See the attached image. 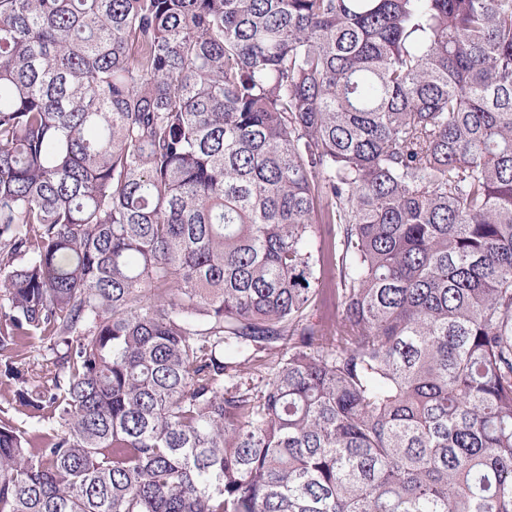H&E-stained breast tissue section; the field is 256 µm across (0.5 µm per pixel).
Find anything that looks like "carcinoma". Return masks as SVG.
Wrapping results in <instances>:
<instances>
[{
	"label": "carcinoma",
	"mask_w": 512,
	"mask_h": 512,
	"mask_svg": "<svg viewBox=\"0 0 512 512\" xmlns=\"http://www.w3.org/2000/svg\"><path fill=\"white\" fill-rule=\"evenodd\" d=\"M0 356V512H512V0H0Z\"/></svg>",
	"instance_id": "obj_1"
}]
</instances>
